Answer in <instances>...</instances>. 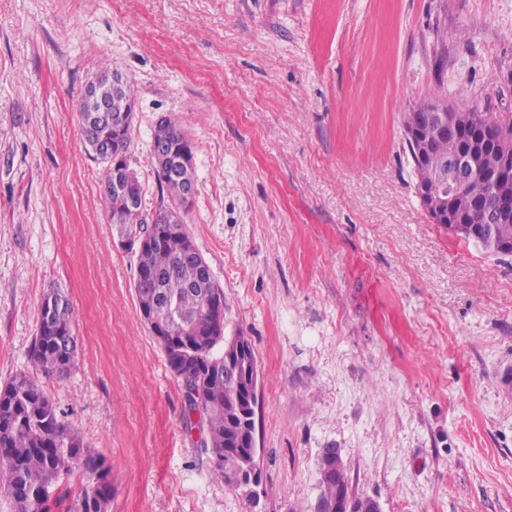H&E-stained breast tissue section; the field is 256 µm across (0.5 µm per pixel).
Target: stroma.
Returning <instances> with one entry per match:
<instances>
[{
  "instance_id": "stroma-1",
  "label": "stroma",
  "mask_w": 512,
  "mask_h": 512,
  "mask_svg": "<svg viewBox=\"0 0 512 512\" xmlns=\"http://www.w3.org/2000/svg\"><path fill=\"white\" fill-rule=\"evenodd\" d=\"M194 144L184 216L259 368L260 501L216 482L112 239L77 101L102 62ZM512 112V0H0V385L44 295L76 365L43 384L111 468L107 512H310L323 449L380 512H512V259L432 223L405 116Z\"/></svg>"
}]
</instances>
